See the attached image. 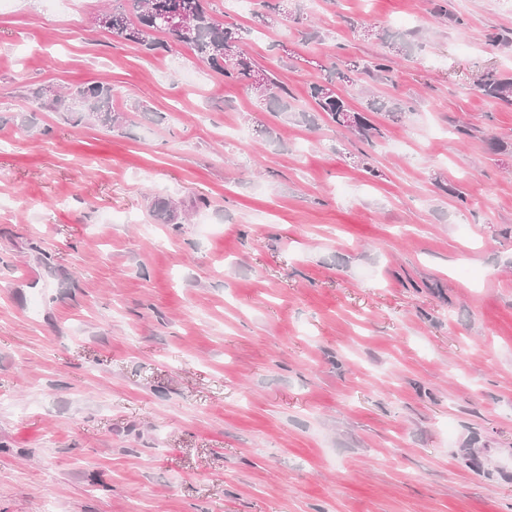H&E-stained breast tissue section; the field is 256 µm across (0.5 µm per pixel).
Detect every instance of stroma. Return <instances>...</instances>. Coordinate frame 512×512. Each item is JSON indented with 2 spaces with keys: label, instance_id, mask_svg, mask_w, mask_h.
Returning a JSON list of instances; mask_svg holds the SVG:
<instances>
[{
  "label": "stroma",
  "instance_id": "35a3bbf8",
  "mask_svg": "<svg viewBox=\"0 0 512 512\" xmlns=\"http://www.w3.org/2000/svg\"><path fill=\"white\" fill-rule=\"evenodd\" d=\"M107 2L0 11V512H512V0H212L286 112ZM395 42L368 144L308 87ZM481 94L499 104L512 106V77L488 71L477 82ZM112 85L95 82L76 88L67 96L56 98L59 112H63L67 122L78 125L101 124L109 128L118 127L125 122L126 117L121 111L112 109Z\"/></svg>",
  "mask_w": 512,
  "mask_h": 512
}]
</instances>
